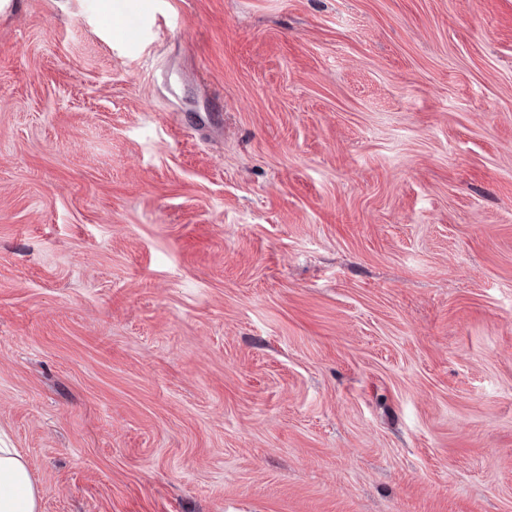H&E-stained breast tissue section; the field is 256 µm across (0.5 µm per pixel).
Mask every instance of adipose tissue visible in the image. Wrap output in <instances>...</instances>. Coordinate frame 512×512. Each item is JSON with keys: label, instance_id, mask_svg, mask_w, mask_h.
I'll list each match as a JSON object with an SVG mask.
<instances>
[{"label": "adipose tissue", "instance_id": "obj_1", "mask_svg": "<svg viewBox=\"0 0 512 512\" xmlns=\"http://www.w3.org/2000/svg\"><path fill=\"white\" fill-rule=\"evenodd\" d=\"M40 497L21 455L0 441V512H39Z\"/></svg>", "mask_w": 512, "mask_h": 512}]
</instances>
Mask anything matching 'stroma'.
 Here are the masks:
<instances>
[{
	"label": "stroma",
	"instance_id": "obj_1",
	"mask_svg": "<svg viewBox=\"0 0 512 512\" xmlns=\"http://www.w3.org/2000/svg\"><path fill=\"white\" fill-rule=\"evenodd\" d=\"M0 435L40 512H512V0L0 9Z\"/></svg>",
	"mask_w": 512,
	"mask_h": 512
}]
</instances>
